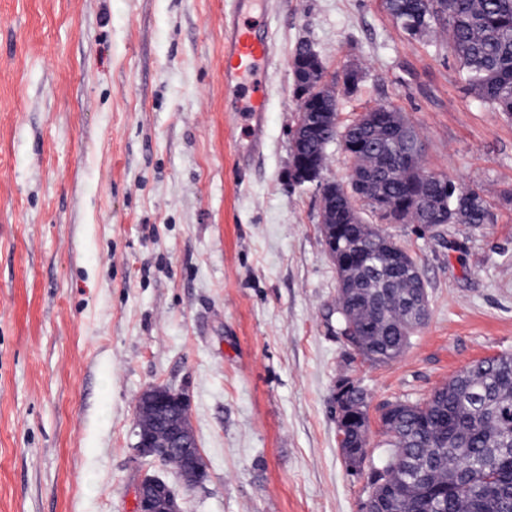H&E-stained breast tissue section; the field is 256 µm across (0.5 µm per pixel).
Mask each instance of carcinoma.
Segmentation results:
<instances>
[{
  "label": "carcinoma",
  "mask_w": 512,
  "mask_h": 512,
  "mask_svg": "<svg viewBox=\"0 0 512 512\" xmlns=\"http://www.w3.org/2000/svg\"><path fill=\"white\" fill-rule=\"evenodd\" d=\"M386 9L410 37L448 34V48L459 64L467 91L483 106L512 116V0H385ZM374 112H394L396 126L376 132L359 149L345 153L352 173H373L375 192L400 205L416 197L404 222L429 229L439 224H485L488 202L479 192L448 181V217L424 206L436 193L437 177L424 163L408 175L402 162L404 140L418 133L394 105L380 104ZM336 211H353L358 197L375 213L376 199L356 187H340ZM364 231L346 224L338 241L355 248L345 253L353 262L366 259L361 291L337 298L346 317L351 358L384 364L396 360L425 320H414L402 307L374 298L383 287L375 272L386 252L397 244L387 235L385 245L358 249ZM393 294L408 298L419 291L412 277L397 279ZM338 431L352 441L368 432V422L337 421ZM387 453L377 467L385 486L399 489L413 512H512V355L486 357L469 365L421 403L395 402L382 414Z\"/></svg>",
  "instance_id": "1"
}]
</instances>
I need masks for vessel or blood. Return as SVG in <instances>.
I'll return each instance as SVG.
<instances>
[{"mask_svg": "<svg viewBox=\"0 0 512 512\" xmlns=\"http://www.w3.org/2000/svg\"><path fill=\"white\" fill-rule=\"evenodd\" d=\"M234 9L245 13L246 19L232 23L225 35L224 84L243 92L244 109L256 119L265 112L268 103L266 83L259 78L258 68L270 61L272 42L258 31L263 20L255 14L256 0H234Z\"/></svg>", "mask_w": 512, "mask_h": 512, "instance_id": "1", "label": "vessel or blood"}]
</instances>
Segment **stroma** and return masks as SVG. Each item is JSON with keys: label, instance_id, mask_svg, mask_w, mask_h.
<instances>
[{"label": "stroma", "instance_id": "1", "mask_svg": "<svg viewBox=\"0 0 512 512\" xmlns=\"http://www.w3.org/2000/svg\"><path fill=\"white\" fill-rule=\"evenodd\" d=\"M274 77L262 143L225 110L232 0H0V512H134L163 479L181 512H360L384 405L512 354V117L467 92L447 45L383 0H264ZM360 72L342 123L390 103L426 168L480 191L486 224H386L428 322L386 365L350 361L314 187L288 183L299 43ZM367 392V469L333 398ZM155 385L184 390L209 477L138 458Z\"/></svg>", "mask_w": 512, "mask_h": 512}]
</instances>
